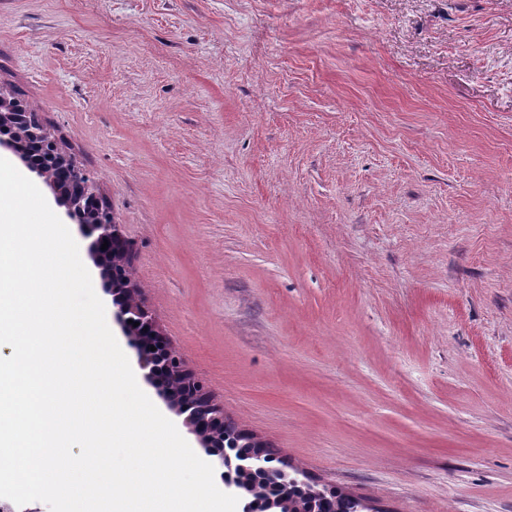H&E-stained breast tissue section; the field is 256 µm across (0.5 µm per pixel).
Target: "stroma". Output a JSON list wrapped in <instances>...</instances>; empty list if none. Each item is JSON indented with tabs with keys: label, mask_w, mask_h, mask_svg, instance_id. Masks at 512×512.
Segmentation results:
<instances>
[{
	"label": "stroma",
	"mask_w": 512,
	"mask_h": 512,
	"mask_svg": "<svg viewBox=\"0 0 512 512\" xmlns=\"http://www.w3.org/2000/svg\"><path fill=\"white\" fill-rule=\"evenodd\" d=\"M225 419L375 512H512V0H0Z\"/></svg>",
	"instance_id": "stroma-1"
}]
</instances>
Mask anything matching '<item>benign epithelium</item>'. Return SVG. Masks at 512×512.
Wrapping results in <instances>:
<instances>
[{
  "label": "benign epithelium",
  "mask_w": 512,
  "mask_h": 512,
  "mask_svg": "<svg viewBox=\"0 0 512 512\" xmlns=\"http://www.w3.org/2000/svg\"><path fill=\"white\" fill-rule=\"evenodd\" d=\"M26 128L20 137L16 130ZM0 148L13 153L52 190L66 207L67 216L92 239L91 252L104 288L112 295L115 319L136 348L149 382L158 386L168 406L183 417L184 425L211 456L215 471L225 477L237 471L240 480L266 470L265 457L251 453L242 460L224 452V407L210 399L203 383L182 360L171 363L175 352L157 329L138 288L132 265L133 249L120 225L100 221L90 204L102 203L95 183L76 165L64 146L48 131L39 116L27 112L23 103L0 87ZM108 248L103 250V243ZM138 326H133V323ZM155 350H150V347ZM279 493L267 500H253L251 507L288 508V461L278 470Z\"/></svg>",
  "instance_id": "obj_1"
}]
</instances>
